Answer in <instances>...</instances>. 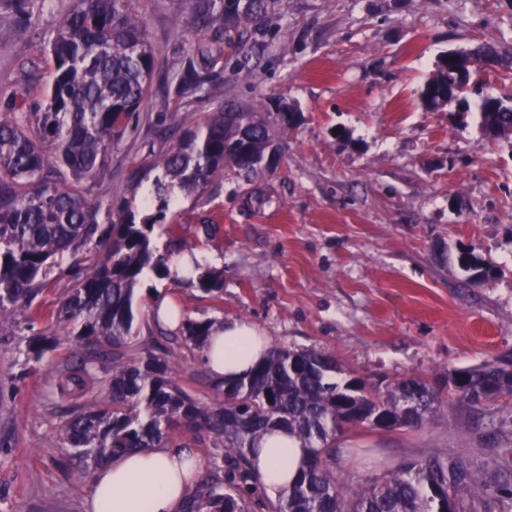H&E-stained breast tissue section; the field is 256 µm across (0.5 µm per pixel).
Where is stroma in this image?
Returning a JSON list of instances; mask_svg holds the SVG:
<instances>
[{"mask_svg":"<svg viewBox=\"0 0 512 512\" xmlns=\"http://www.w3.org/2000/svg\"><path fill=\"white\" fill-rule=\"evenodd\" d=\"M75 0H28L18 26L0 0V104L27 89L26 71L52 66L42 46ZM155 49L151 94L136 130L113 148L110 175L90 193L131 199L149 152L166 151L217 105L278 120L288 99L298 124L269 147L273 165L244 181L226 176L175 211L182 246L223 274L217 298L189 278L144 282L193 319L254 324L271 345L314 348L367 378L420 375L512 356V136L494 138L455 103L425 107L421 92L439 57L480 44L512 56V0H279L242 43L224 46V68L205 96L171 94L193 40L189 0H135ZM495 272L470 284L459 255ZM23 341L0 342V512H87L81 477L57 429L68 406L52 387L82 346L68 339L37 370ZM176 380L200 403L222 399L202 356ZM394 462L442 451L512 478V403H449L418 431L353 437Z\"/></svg>","mask_w":512,"mask_h":512,"instance_id":"1","label":"stroma"}]
</instances>
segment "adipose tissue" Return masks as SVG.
<instances>
[{"label":"adipose tissue","mask_w":512,"mask_h":512,"mask_svg":"<svg viewBox=\"0 0 512 512\" xmlns=\"http://www.w3.org/2000/svg\"><path fill=\"white\" fill-rule=\"evenodd\" d=\"M269 348L251 325L218 323L204 349L206 366L218 383L243 378ZM303 455L297 442L280 433L260 442L255 469L264 486L278 489L295 475ZM203 468L198 454L163 445L110 458L93 474L88 512H181Z\"/></svg>","instance_id":"1"}]
</instances>
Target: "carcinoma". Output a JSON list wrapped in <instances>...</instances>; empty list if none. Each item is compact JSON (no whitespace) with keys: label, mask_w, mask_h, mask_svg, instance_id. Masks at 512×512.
Wrapping results in <instances>:
<instances>
[{"label":"carcinoma","mask_w":512,"mask_h":512,"mask_svg":"<svg viewBox=\"0 0 512 512\" xmlns=\"http://www.w3.org/2000/svg\"><path fill=\"white\" fill-rule=\"evenodd\" d=\"M132 0H77L45 46L54 64L50 79L28 73L31 89L0 112V337L22 331L24 362L38 363L57 343L55 332H34L43 319L36 299L53 273L69 278L61 306L49 320L83 345L78 361L65 364L58 394L71 402L57 440L74 449L82 476L107 459L170 444L179 428L197 446L212 449L186 512H467L459 489L480 485L492 504L504 483L461 459L435 454L396 466L373 458L380 472L357 487L339 476L351 433L417 431L450 402L478 405L512 398V362L483 363L448 372V394L421 376L375 383L360 375L338 379V361L316 350L270 349L245 380L215 385L224 403L200 404L171 377L177 354L139 355L134 349L135 290L144 276L171 278L166 256L153 246L156 226L166 223L175 191L200 195L228 171L249 181L266 169L263 159L276 128L287 129L294 113L275 127L254 112L222 106L187 129L164 154L147 163L150 213L139 217L90 198L92 183L110 166L112 147L140 117L149 98L155 52ZM277 0H190L195 26L213 29L196 39L178 75L177 94L197 93L224 59L221 34L238 37L258 24ZM496 63L492 50L440 56L421 97L426 107L459 101L454 59ZM481 123L492 136L512 132V105L482 98ZM460 262L474 284L492 266L470 252ZM206 295L224 288V275L205 271L195 282ZM212 321L186 318L170 343L199 349ZM109 366L105 394L97 392V364ZM284 433L305 449L296 479L275 492L260 483L250 453L265 435Z\"/></svg>","instance_id":"obj_1"}]
</instances>
